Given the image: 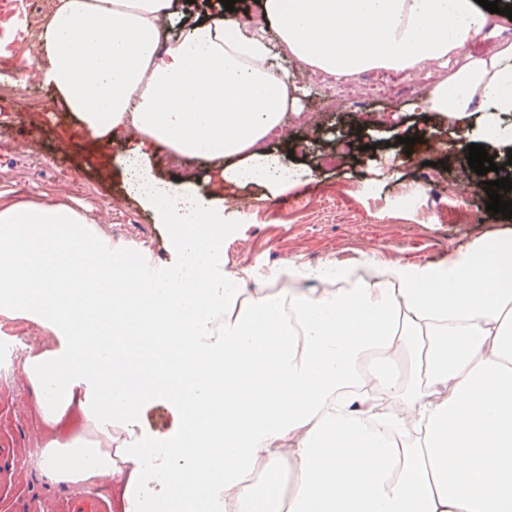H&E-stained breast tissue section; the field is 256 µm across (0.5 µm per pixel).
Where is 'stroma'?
I'll list each match as a JSON object with an SVG mask.
<instances>
[{
    "label": "stroma",
    "mask_w": 512,
    "mask_h": 512,
    "mask_svg": "<svg viewBox=\"0 0 512 512\" xmlns=\"http://www.w3.org/2000/svg\"><path fill=\"white\" fill-rule=\"evenodd\" d=\"M0 191L18 197L45 193L95 217L106 215L113 238L149 252L160 267L181 262L165 225L128 196L113 158L123 142L97 143L48 86L23 81L15 60L27 28L22 0H0ZM289 77L305 88L301 108L315 115L316 127L294 121L285 139L270 150L289 165L309 169L294 190L278 194L262 184H225L234 205L224 211V269L267 270L284 259L317 263L336 256L352 258L377 252L401 262L425 266L463 254L501 235H512V218L486 210L487 194L464 197L457 172L467 166L466 126L436 119L423 111L417 78L387 72L399 95L370 98L360 108H334L308 71L288 67ZM415 140L405 147L403 137ZM350 143L340 164L324 167L323 151ZM68 144L60 154V144ZM433 162L434 181L417 209L404 208L398 186L415 184L417 172L406 160ZM447 210H439L438 200ZM30 394L19 375L0 379V436L21 451L36 440L28 408Z\"/></svg>",
    "instance_id": "35a3bbf8"
}]
</instances>
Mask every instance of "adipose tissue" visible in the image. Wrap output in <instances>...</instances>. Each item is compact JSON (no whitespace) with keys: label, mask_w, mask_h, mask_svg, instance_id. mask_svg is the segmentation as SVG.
Segmentation results:
<instances>
[{"label":"adipose tissue","mask_w":512,"mask_h":512,"mask_svg":"<svg viewBox=\"0 0 512 512\" xmlns=\"http://www.w3.org/2000/svg\"><path fill=\"white\" fill-rule=\"evenodd\" d=\"M277 46L235 13L188 21L161 47L174 0H56L24 79L51 86L86 137L132 146L129 190L168 225L183 260L124 261L102 221L47 195L0 192V317L45 330L19 375L43 469L107 485L114 512H512V238L412 267L367 257L379 277L339 282L349 262L292 260L226 288L214 245L221 189L154 181L147 147L204 157L225 181L296 184L261 146L300 111V69L413 75L424 107L483 115L512 144V42L467 46L476 0H263ZM178 433L137 435L155 398ZM293 480L281 487L280 473Z\"/></svg>","instance_id":"1"}]
</instances>
